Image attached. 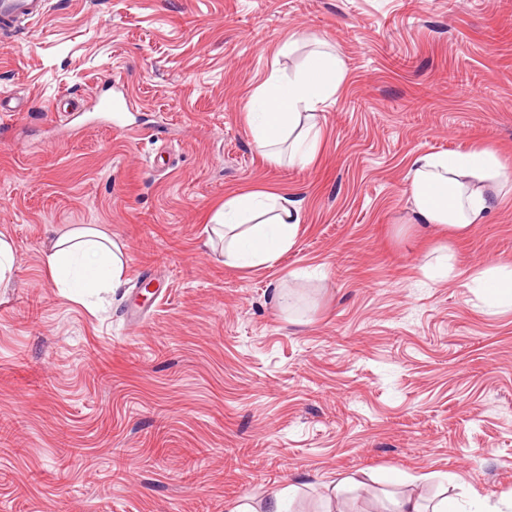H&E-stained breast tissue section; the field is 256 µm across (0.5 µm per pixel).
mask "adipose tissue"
<instances>
[{
  "label": "adipose tissue",
  "instance_id": "ef3b65f1",
  "mask_svg": "<svg viewBox=\"0 0 512 512\" xmlns=\"http://www.w3.org/2000/svg\"><path fill=\"white\" fill-rule=\"evenodd\" d=\"M342 78V60L327 53L316 54L294 76L271 73L254 95L248 122L256 150L274 164L310 163L321 144L319 110ZM407 191L419 223L462 235L512 194V179L497 151L480 145L464 153L416 155ZM301 223L298 200L239 192L215 211L209 232L223 243L225 265L261 267L294 246ZM42 261L53 285L75 299L114 291L125 282L123 245L93 225L58 235Z\"/></svg>",
  "mask_w": 512,
  "mask_h": 512
}]
</instances>
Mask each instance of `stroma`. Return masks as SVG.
<instances>
[{"instance_id":"stroma-1","label":"stroma","mask_w":512,"mask_h":512,"mask_svg":"<svg viewBox=\"0 0 512 512\" xmlns=\"http://www.w3.org/2000/svg\"><path fill=\"white\" fill-rule=\"evenodd\" d=\"M316 50L344 63L321 148L268 163L251 98ZM1 91L20 109L0 115V512L512 493V307L473 286L512 267V197L453 238L404 193L425 152L492 146L512 174V0H49L0 45ZM101 94L131 101L127 130ZM246 190L301 203L274 265L225 266L208 240ZM84 224L126 259L85 304L42 265ZM65 448L83 454L61 476Z\"/></svg>"}]
</instances>
